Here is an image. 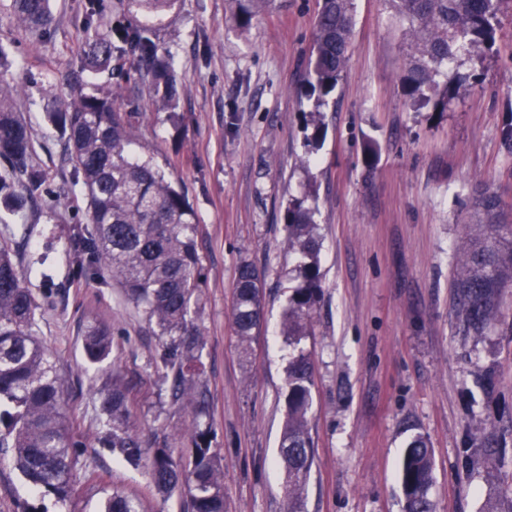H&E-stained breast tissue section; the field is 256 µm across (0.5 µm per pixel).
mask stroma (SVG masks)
<instances>
[{"label": "stroma", "instance_id": "35a3bbf8", "mask_svg": "<svg viewBox=\"0 0 512 512\" xmlns=\"http://www.w3.org/2000/svg\"><path fill=\"white\" fill-rule=\"evenodd\" d=\"M89 0H52L55 24L39 36L0 9V43L24 59L13 71L17 106L52 174L46 205L60 218L9 217L17 261L47 256L55 281L44 298L40 338L65 380V411L100 475L72 506L39 498L0 462V512H99L112 491L139 496L143 512H181L147 487L144 468L100 448L95 388L128 385L140 438L189 430L190 409L159 398L151 366L159 338L115 283L69 275L75 227L64 144L50 125L51 99H67L65 74L80 66ZM319 0H274L240 30L225 0H176L159 44L176 60V107L161 106L132 57L102 73L117 106L141 117L130 146L184 191L199 218L205 279L199 319L206 346L210 423L224 456L225 512H284L277 465L285 419L289 348L278 334L299 255L289 252L283 213L304 185L317 194L314 221L323 295L304 342L314 361L310 426L315 462L305 512H404L399 462L413 434L434 456L435 512H483L486 494L512 485V293L485 335H469L452 286L457 249L474 230L481 193L512 208V14L492 50L462 58L464 82L444 112L416 109L403 88L410 36L387 0H355L352 50L325 105L306 83ZM325 135L306 145L315 125ZM377 158L367 164L365 147ZM244 261L265 273L264 318L243 360L231 304ZM107 321L117 360L87 364L81 327Z\"/></svg>", "mask_w": 512, "mask_h": 512}]
</instances>
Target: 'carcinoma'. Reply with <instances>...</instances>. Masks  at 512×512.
I'll list each match as a JSON object with an SVG mask.
<instances>
[{"mask_svg": "<svg viewBox=\"0 0 512 512\" xmlns=\"http://www.w3.org/2000/svg\"><path fill=\"white\" fill-rule=\"evenodd\" d=\"M175 0H128L135 24L115 23L94 31L81 51L82 68L102 73L125 54L150 78L153 94L172 107L178 97L174 58L160 50L157 31ZM241 28L269 8L271 0H226ZM411 31L403 77L406 95L419 109L444 112L454 98V68L448 64L495 43L498 16L512 0H388ZM19 28L47 34L54 22L50 0H11ZM353 0H321L314 22L309 63L311 93L319 101L336 88L352 47ZM23 61L0 45V223L49 195L50 173L40 161L31 127L17 112L14 86L3 74ZM51 125L66 140L74 184L89 224L72 255L74 281L112 275L128 301L140 308L160 336L152 365L168 405L190 408L195 424L187 433L188 456H176L164 440L147 446L135 430L127 387L118 380L97 390L99 445L137 468L146 463L149 486L162 501L185 492L187 512H224V465L214 443L205 372V341L196 321L202 299L203 264L197 248L199 221L184 193L150 160L131 157L138 113L115 104L110 85L87 93L77 85L68 102L47 110ZM314 192L289 200L284 210L288 246L309 259L300 266L280 334L293 347L288 361L286 418L279 464L286 479L287 512H304L303 493L315 458L309 413L313 385L311 353L302 341L312 335L321 298L317 263L319 239L313 221ZM479 234L458 258L454 283L466 330L481 336L501 313L504 289L512 288V224L500 220L499 202L483 195L476 203ZM18 242L0 234V455L7 454L23 480L42 498L67 504L78 495V477L95 471L78 451L71 422L63 411L64 382L52 355L39 339L42 304L25 285L15 261ZM262 274L249 261L237 270L232 319L243 357L262 317ZM87 363L118 358L111 327L90 318L82 329ZM432 454L420 434L404 449L400 484L405 512H432L428 497ZM100 512H141L140 499L123 491L107 495ZM484 512H512V490L491 488Z\"/></svg>", "mask_w": 512, "mask_h": 512, "instance_id": "cac0c4a2", "label": "carcinoma"}]
</instances>
